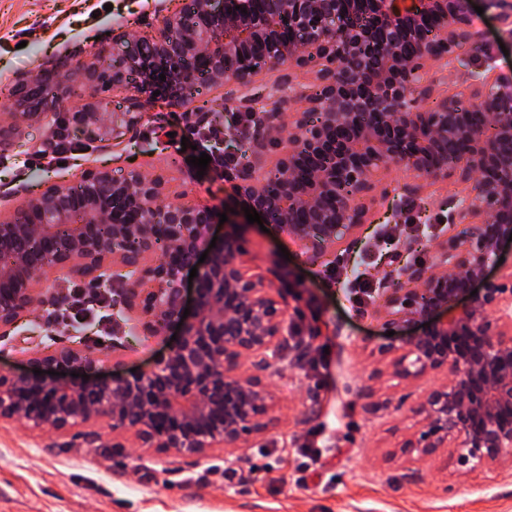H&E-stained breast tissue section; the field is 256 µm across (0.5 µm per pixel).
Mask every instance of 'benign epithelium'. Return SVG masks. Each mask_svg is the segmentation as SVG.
Listing matches in <instances>:
<instances>
[{"instance_id": "7a95c632", "label": "benign epithelium", "mask_w": 512, "mask_h": 512, "mask_svg": "<svg viewBox=\"0 0 512 512\" xmlns=\"http://www.w3.org/2000/svg\"><path fill=\"white\" fill-rule=\"evenodd\" d=\"M481 2L512 35V0ZM477 38L473 0H412L408 7L398 0H189L151 38L116 30L117 52L77 63L72 77L46 68L33 79L17 78L15 111L0 119V155L25 121L52 123L53 101L84 99L75 124L96 141H120L143 113L114 112L112 123L102 124L103 89L158 90L187 105L203 79L245 87L261 63L317 67L321 93L296 113L288 149L274 169L234 184V196L315 260L361 227L364 212L350 202L372 191L379 166H405L427 178L465 179L479 171L477 194L458 207L462 227L440 243L433 269H401L423 287L385 291L386 325L419 324L422 332L381 351L393 355L399 379L448 374L413 410L421 423L405 444L413 457L445 449L461 475L512 467V273L506 283L485 280L512 236V79L476 92L466 110L451 98L434 112H416L411 102L419 68L448 62L456 45ZM450 143L462 146L463 162L448 159ZM163 190L157 179L118 180L98 169L77 190L53 183L0 209V253L9 257L0 277L1 333L39 301L34 283L46 269L99 285L116 264L139 271L118 293L143 332L156 336L180 326L178 344L135 376L90 378L99 358L87 349L38 354L30 363L43 374L0 378V417L55 430L106 418L112 431L133 433L145 448L197 455L251 447L265 430L271 396L241 361L253 356L279 369L295 326L278 298L242 271L239 234L210 247L219 210L182 203L159 209ZM159 250L165 259L157 263ZM204 251L209 258L198 270L194 313L185 318L180 278ZM461 297L468 301L458 308Z\"/></svg>"}]
</instances>
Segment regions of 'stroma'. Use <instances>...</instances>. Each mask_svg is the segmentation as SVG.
I'll list each match as a JSON object with an SVG mask.
<instances>
[{
	"instance_id": "obj_1",
	"label": "stroma",
	"mask_w": 512,
	"mask_h": 512,
	"mask_svg": "<svg viewBox=\"0 0 512 512\" xmlns=\"http://www.w3.org/2000/svg\"><path fill=\"white\" fill-rule=\"evenodd\" d=\"M182 6L183 0H0V93H9L17 76L45 67L67 73L76 61L111 53L113 29L153 35L162 17ZM474 28L477 43L447 68L417 71L414 110L435 111L451 96L471 103L474 78L490 65L496 75L512 78V32L486 13L475 15ZM277 82L290 84L293 96L272 130L256 140L242 126H225L226 151L245 162L230 174L190 166L191 154L180 141L197 128L196 117L188 107L153 96L138 101L145 119L123 140L92 141L69 126L74 158L62 165L48 156L34 159L49 130L43 121H26L13 153L0 157V199L19 203L45 184L74 185L85 170L104 168L117 179L135 172L162 180L160 207L204 203L242 212L231 198L232 182L272 167L288 144L294 114L307 109L319 88L316 70L264 65L247 87L208 85L196 99L210 120L223 121L226 112L252 111L256 98L267 97ZM372 181L373 192L351 202L366 210V223L318 260L308 259L278 228H241L245 274L282 294L288 321L311 345L300 366L286 363L273 371L244 359L243 371L272 397L267 429L253 447L230 455L220 448L203 455L159 452L141 447L133 433L114 432L104 419L55 430L0 418V512H512V467L461 475L447 453L420 459L404 453L418 427L413 408L448 376L393 377L382 346L405 344L419 326L388 334L379 294L361 298L343 286L366 249L379 259L371 273L383 288L391 287L395 265L430 266L443 227L459 199L475 196L481 176L432 180L408 168L382 167ZM113 272V284L97 287L95 311L80 329L60 322L58 314L73 285L85 289L88 281L47 269L35 283L39 302L0 335V377L27 370L43 349L65 346L95 350L100 373L109 377L150 369L177 330L149 336L135 312H117L114 290L127 269ZM313 449L321 465L309 471L303 461Z\"/></svg>"
}]
</instances>
